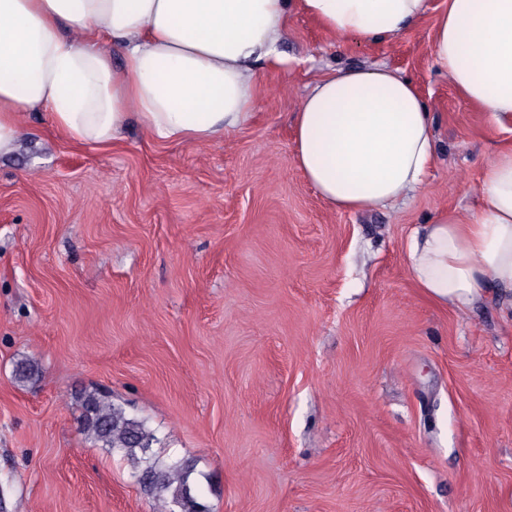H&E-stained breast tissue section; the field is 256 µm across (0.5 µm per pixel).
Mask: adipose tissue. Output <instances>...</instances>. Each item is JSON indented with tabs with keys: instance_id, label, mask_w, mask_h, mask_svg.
<instances>
[{
	"instance_id": "ef3b65f1",
	"label": "adipose tissue",
	"mask_w": 512,
	"mask_h": 512,
	"mask_svg": "<svg viewBox=\"0 0 512 512\" xmlns=\"http://www.w3.org/2000/svg\"><path fill=\"white\" fill-rule=\"evenodd\" d=\"M296 11L340 42L434 16L437 69L492 122H512V0H448L437 13L431 0H0V155L27 112L51 113L78 143L109 144L133 122L164 142L223 139L251 123L258 71L280 61ZM438 151L414 81L384 65L320 77L294 118L295 166L342 212L407 199ZM408 260L416 285L458 311L512 290V148L485 162L475 210L437 212Z\"/></svg>"
}]
</instances>
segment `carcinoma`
Returning <instances> with one entry per match:
<instances>
[{"mask_svg":"<svg viewBox=\"0 0 512 512\" xmlns=\"http://www.w3.org/2000/svg\"><path fill=\"white\" fill-rule=\"evenodd\" d=\"M81 431L92 443L126 461L134 477L148 469L156 478L143 481V489L164 503L168 512H210L203 489L190 481L195 465L188 460H162L152 453L156 436L145 420L133 416L97 390L80 396Z\"/></svg>","mask_w":512,"mask_h":512,"instance_id":"cac0c4a2","label":"carcinoma"}]
</instances>
